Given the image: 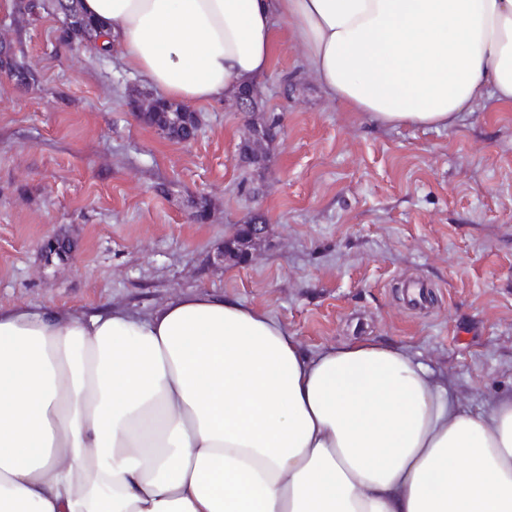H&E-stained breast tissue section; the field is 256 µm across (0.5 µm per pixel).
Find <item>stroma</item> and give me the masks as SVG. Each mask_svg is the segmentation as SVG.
Returning <instances> with one entry per match:
<instances>
[{
  "mask_svg": "<svg viewBox=\"0 0 512 512\" xmlns=\"http://www.w3.org/2000/svg\"><path fill=\"white\" fill-rule=\"evenodd\" d=\"M50 10L0 0V307L147 314L221 293L315 352L393 342L477 410L512 394V105L448 128L346 112L285 47L257 111L197 105L191 142L159 137L129 106L153 87L120 50H74ZM277 124L242 168L251 125ZM266 229L249 260L238 226Z\"/></svg>",
  "mask_w": 512,
  "mask_h": 512,
  "instance_id": "stroma-1",
  "label": "stroma"
}]
</instances>
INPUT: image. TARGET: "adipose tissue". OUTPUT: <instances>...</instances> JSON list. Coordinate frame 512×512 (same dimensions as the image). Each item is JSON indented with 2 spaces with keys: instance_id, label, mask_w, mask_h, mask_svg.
Segmentation results:
<instances>
[{
  "instance_id": "adipose-tissue-1",
  "label": "adipose tissue",
  "mask_w": 512,
  "mask_h": 512,
  "mask_svg": "<svg viewBox=\"0 0 512 512\" xmlns=\"http://www.w3.org/2000/svg\"><path fill=\"white\" fill-rule=\"evenodd\" d=\"M168 101L284 46L345 111L447 127L512 104V0H82ZM0 512H512V396L474 411L406 349L309 354L218 293L148 315L0 309Z\"/></svg>"
}]
</instances>
